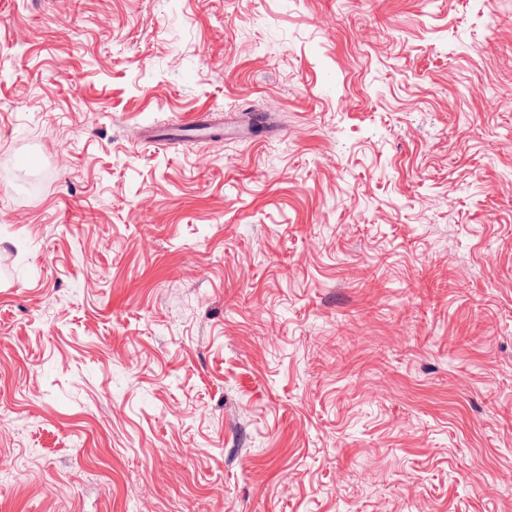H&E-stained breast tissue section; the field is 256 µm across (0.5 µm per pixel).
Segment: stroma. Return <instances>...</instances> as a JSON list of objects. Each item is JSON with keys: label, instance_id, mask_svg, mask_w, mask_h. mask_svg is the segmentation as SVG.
<instances>
[{"label": "stroma", "instance_id": "obj_1", "mask_svg": "<svg viewBox=\"0 0 512 512\" xmlns=\"http://www.w3.org/2000/svg\"><path fill=\"white\" fill-rule=\"evenodd\" d=\"M508 136L512 0H0V512H512Z\"/></svg>", "mask_w": 512, "mask_h": 512}]
</instances>
